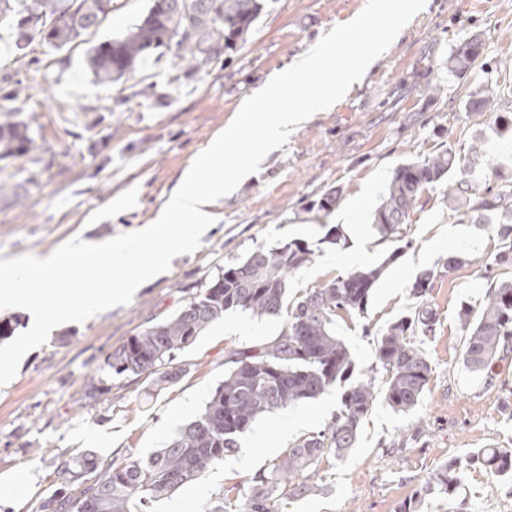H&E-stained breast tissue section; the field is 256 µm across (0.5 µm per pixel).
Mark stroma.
<instances>
[{
	"mask_svg": "<svg viewBox=\"0 0 512 512\" xmlns=\"http://www.w3.org/2000/svg\"><path fill=\"white\" fill-rule=\"evenodd\" d=\"M365 5L272 0L229 59L191 69L170 50L123 85L95 80L87 52L123 36L150 0H113L98 29L60 50L37 41L19 50L15 18L0 16V96L10 81L29 77L28 90L7 106L28 123L33 140L25 156L0 160V259L46 254L74 235L106 239L148 223L242 99ZM473 36L483 43L481 59L466 77L449 76L451 50ZM31 57L38 61L33 70ZM436 85L443 88L437 95ZM488 92L493 111L466 118V101ZM500 112L512 113V0H427L352 94L332 111L316 113L225 198L223 220L196 252L175 257L128 304L60 326L25 354L15 377L0 388V512H37L51 496L70 493L71 485L57 477L63 459L143 457L193 420L224 379L226 351L270 341L280 318L226 314L179 354L181 378L160 391L150 375H112L107 355L148 321L175 314L224 266L258 245L291 240L315 251L311 276H290L294 288L346 274L348 250H368L366 266L386 269L366 317L336 319V333L356 364L354 380L373 379L377 399L354 448L336 464L321 463L311 478L316 491L283 501L282 512H400L448 461L482 448H512V350L492 375L465 368L458 317L461 303L481 308L490 280L512 279V266L491 264L499 247L491 226L449 209L442 184L426 190L410 212L405 252L380 240L373 224L396 169L445 147L479 144L484 163L473 177L484 188L512 180V136L496 126ZM332 190L339 193L337 204L318 209L319 198ZM360 197L365 206L356 221L368 241L352 238L343 249L322 245L326 231ZM458 251L464 263L438 278L430 294L440 321L431 336L417 339L432 368L428 387L413 411L395 413L382 398L377 337L415 309L409 288L420 269L441 267ZM344 391L337 384L294 410L259 418L238 439L251 467L217 462L156 512H200L219 491L246 488L285 451L281 431L292 411L312 419L305 433L313 435L329 426ZM484 475L469 471L462 491L428 495L418 512H512V483L500 478L487 485Z\"/></svg>",
	"mask_w": 512,
	"mask_h": 512,
	"instance_id": "1",
	"label": "stroma"
}]
</instances>
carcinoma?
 <instances>
[{"instance_id": "obj_1", "label": "carcinoma", "mask_w": 512, "mask_h": 512, "mask_svg": "<svg viewBox=\"0 0 512 512\" xmlns=\"http://www.w3.org/2000/svg\"><path fill=\"white\" fill-rule=\"evenodd\" d=\"M223 2L224 18L220 20L207 8L188 12L167 0H151L147 14L126 34L89 50L92 73L103 83L128 80L139 65L153 56L162 57L173 42L181 51L179 58L192 68L232 54L269 3ZM30 12L36 17L35 33L42 43L60 50L98 28L112 12V0H0L1 15L22 17ZM213 43L223 44L224 53L211 51ZM482 53L479 40L463 41L448 57V72L457 78L464 76ZM28 132L26 122L6 111L0 118V159L26 153L31 143ZM460 163V154L448 147L396 170L374 216L381 239L397 244L382 265L339 275L298 296L291 294L288 277L309 264L314 251L295 240L273 248L260 245L243 260L224 267L172 317L145 326L113 350L106 358L113 374H148L153 376L152 384L162 390L181 376L182 369L174 367L178 355L207 328L223 321L226 313L283 318L282 328L272 340L249 350L233 348L228 352L224 381L211 393L203 411L164 447L146 457L108 464L93 483L73 496L47 500L40 510L153 512V504L172 498L212 463L236 452L238 437L258 418L348 381L355 364L344 341L336 336V315L340 311L365 314L386 266L410 247L404 235L409 213L423 192L436 184L448 182V205L463 199L470 219L494 225L500 247L493 264L512 266V182H505L492 194L482 191L468 176L448 179L460 170ZM439 275L435 269L416 275L410 288L418 300L415 310L391 322L377 339V359L387 376L384 400L396 413L414 410L431 378V365L416 338L432 335L439 322L436 309L428 302ZM459 320L467 336L466 367L491 373L501 354L512 349V282L490 286L477 318L469 306H461ZM375 400L370 381H359L347 389L327 429L303 438L274 459L267 472L249 481L238 512H279L280 501L311 491L308 473L324 458L341 460L346 456ZM467 466L512 479V450L482 448L469 457ZM85 470L84 460L63 459L58 475L73 482ZM461 483V467L452 462L436 470L424 491L451 495Z\"/></svg>"}]
</instances>
